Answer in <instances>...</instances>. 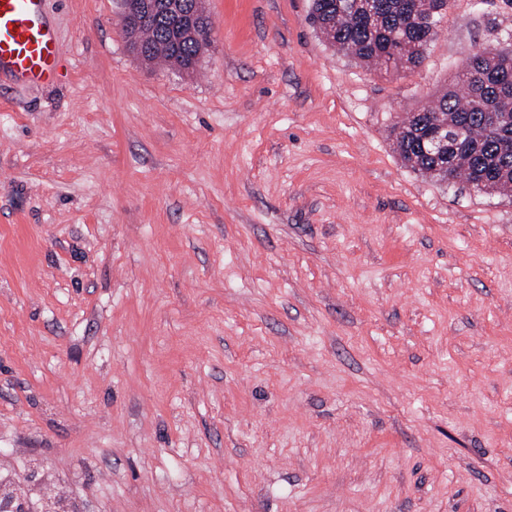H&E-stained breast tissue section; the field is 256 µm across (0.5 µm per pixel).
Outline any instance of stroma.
<instances>
[{
    "instance_id": "stroma-1",
    "label": "stroma",
    "mask_w": 512,
    "mask_h": 512,
    "mask_svg": "<svg viewBox=\"0 0 512 512\" xmlns=\"http://www.w3.org/2000/svg\"><path fill=\"white\" fill-rule=\"evenodd\" d=\"M205 2L193 71L46 0L56 83L0 82V473L65 512H512V196L391 135L512 5L449 0L385 75L309 0Z\"/></svg>"
}]
</instances>
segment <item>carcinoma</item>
<instances>
[{
	"label": "carcinoma",
	"mask_w": 512,
	"mask_h": 512,
	"mask_svg": "<svg viewBox=\"0 0 512 512\" xmlns=\"http://www.w3.org/2000/svg\"><path fill=\"white\" fill-rule=\"evenodd\" d=\"M382 11L370 21L351 16V0H311L308 21L344 56L378 72L413 70L421 65L436 38L448 0H378ZM139 40L152 46L142 60L162 59L174 69L192 64L195 49L185 40L170 36L158 25L138 28ZM443 128L453 145L459 131L467 160H437L425 153L421 141L427 123ZM395 150L411 170L437 182L448 176L483 193L512 191V49L478 50L463 61L456 84L431 106L410 113L393 128Z\"/></svg>",
	"instance_id": "1"
}]
</instances>
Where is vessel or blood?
<instances>
[{"label": "vessel or blood", "mask_w": 512, "mask_h": 512, "mask_svg": "<svg viewBox=\"0 0 512 512\" xmlns=\"http://www.w3.org/2000/svg\"><path fill=\"white\" fill-rule=\"evenodd\" d=\"M45 0H0V77L17 86H49L59 43L44 15Z\"/></svg>", "instance_id": "b4317fda"}]
</instances>
